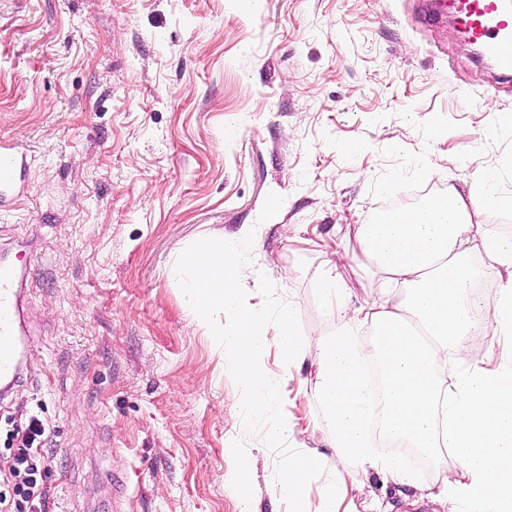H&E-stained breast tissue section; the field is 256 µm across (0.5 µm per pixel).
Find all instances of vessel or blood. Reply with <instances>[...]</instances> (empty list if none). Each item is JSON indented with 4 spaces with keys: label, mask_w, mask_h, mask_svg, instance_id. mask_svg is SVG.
<instances>
[{
    "label": "vessel or blood",
    "mask_w": 512,
    "mask_h": 512,
    "mask_svg": "<svg viewBox=\"0 0 512 512\" xmlns=\"http://www.w3.org/2000/svg\"><path fill=\"white\" fill-rule=\"evenodd\" d=\"M435 9L452 13L462 34L478 44L504 72H512V13L499 0H436ZM26 152L0 142V211L25 189ZM27 267L0 263V388L11 391L36 370L37 358L22 319V284Z\"/></svg>",
    "instance_id": "1"
}]
</instances>
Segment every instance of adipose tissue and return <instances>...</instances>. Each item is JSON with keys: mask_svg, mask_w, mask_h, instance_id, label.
I'll return each mask as SVG.
<instances>
[{"mask_svg": "<svg viewBox=\"0 0 512 512\" xmlns=\"http://www.w3.org/2000/svg\"><path fill=\"white\" fill-rule=\"evenodd\" d=\"M512 211V194L494 170L482 172L467 193L456 190L423 205L386 212L360 225L357 259L379 274L380 295L354 305L336 266L319 275L323 305L335 315L332 335L309 337L296 328L295 303L269 315L242 287L241 269L253 257L243 235L202 237L176 262L174 275L195 321L224 351V369L249 417L268 419L267 448L288 458L278 488L288 512H307L311 484L325 471L326 456L298 443L285 391L296 367L312 360L320 413L314 427L329 439L342 469L322 485L319 512H341L348 477L378 471L402 483L412 473L399 459L380 456L381 437L436 456L451 451L453 477L440 488L448 512L462 503L486 512H512V360L496 357L489 344L512 337V239L482 220L487 208ZM495 276L492 315L478 320L473 288ZM275 322V337L267 324ZM276 348L279 372L266 365ZM461 364L449 369V357ZM382 368L383 404H372L364 378L367 364ZM229 480L240 512H253L252 478L259 459L229 445Z\"/></svg>", "mask_w": 512, "mask_h": 512, "instance_id": "adipose-tissue-1", "label": "adipose tissue"}]
</instances>
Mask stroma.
<instances>
[{
	"label": "stroma",
	"mask_w": 512,
	"mask_h": 512,
	"mask_svg": "<svg viewBox=\"0 0 512 512\" xmlns=\"http://www.w3.org/2000/svg\"><path fill=\"white\" fill-rule=\"evenodd\" d=\"M423 0H0V140L28 153L0 213V254L32 278L24 319L41 367L0 417L38 414L55 457L49 512H239L228 440L259 452L254 512H288L284 450L229 397L224 356L173 267L203 235L249 231L240 272L307 336L336 328L316 273L336 263L355 304L375 277L356 232L409 188L467 192L486 169L512 192V74ZM234 141L227 150L226 141ZM280 194L284 207L266 202ZM288 385L297 438L325 448L319 406ZM450 455L414 485L358 474L354 505L448 512Z\"/></svg>",
	"instance_id": "35a3bbf8"
}]
</instances>
